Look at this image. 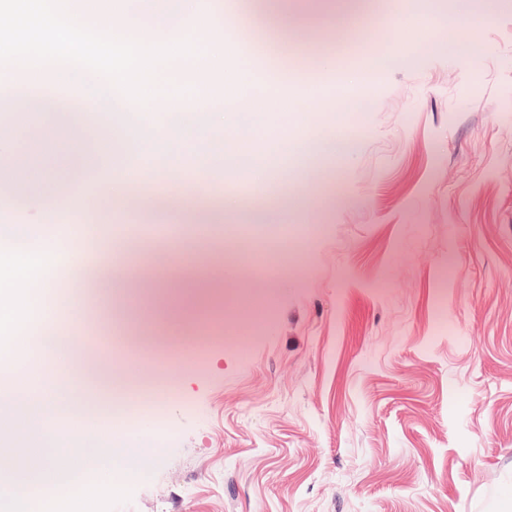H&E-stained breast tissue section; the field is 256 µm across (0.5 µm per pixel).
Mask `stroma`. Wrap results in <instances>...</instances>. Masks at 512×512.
I'll list each match as a JSON object with an SVG mask.
<instances>
[{"instance_id":"obj_1","label":"stroma","mask_w":512,"mask_h":512,"mask_svg":"<svg viewBox=\"0 0 512 512\" xmlns=\"http://www.w3.org/2000/svg\"><path fill=\"white\" fill-rule=\"evenodd\" d=\"M475 30L478 51L407 55L419 22L368 0V32L299 30L272 66L225 59L235 97L281 73L298 79L288 134L312 153L344 125L343 164L314 155L238 192L271 224L219 220L220 164L185 156L178 194L210 223L183 224L115 259L158 266L236 254L223 312L186 320L166 346L138 301L107 278L54 285L71 321L100 342L106 399L140 396L124 424L150 421L162 444L112 512H506L512 490V0ZM384 63L360 88L364 109L331 112L336 73ZM288 262H281V252Z\"/></svg>"}]
</instances>
